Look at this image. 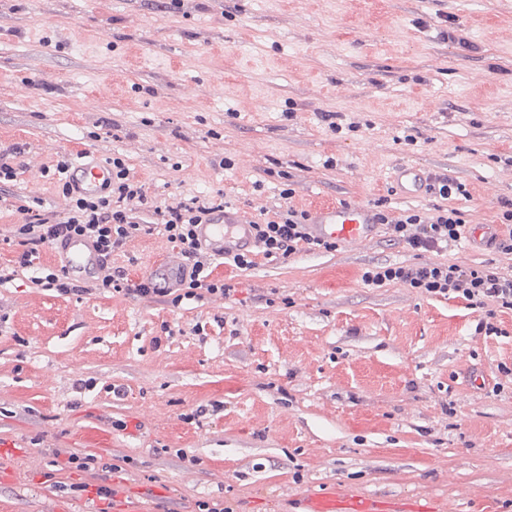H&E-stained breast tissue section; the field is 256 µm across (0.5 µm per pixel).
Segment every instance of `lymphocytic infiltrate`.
<instances>
[{
  "label": "lymphocytic infiltrate",
  "instance_id": "1",
  "mask_svg": "<svg viewBox=\"0 0 512 512\" xmlns=\"http://www.w3.org/2000/svg\"><path fill=\"white\" fill-rule=\"evenodd\" d=\"M108 163L112 167V180L98 194L86 195L76 191L70 183H63L62 193L67 201L63 215L24 209L22 222L16 227L24 250L14 266L0 265V284L11 281L17 268L34 267L42 249H57L64 240L83 237L92 243L101 260L99 273L93 281L77 284L65 268L43 267L38 268L35 284L63 295L116 293L139 298L163 297L174 305L200 291L224 297L231 295L233 286L214 277L215 259L196 235L198 225L210 223L215 213L225 208L224 203L206 197L194 196L152 207L167 239L179 246L187 259L176 287H167L149 277L132 281L113 272L112 253L141 232L142 226L135 217L143 206L149 205V197L122 158H109ZM375 218L391 240L420 253L443 250L459 242L465 227L461 212L450 205L435 207L430 213L406 211L396 216L379 210ZM310 219L308 211L287 202L280 204L274 216L254 221L255 251L228 257V264L245 270L253 266L254 254H262L272 261L285 260L301 246L318 251L335 250L336 242L311 235ZM362 280L373 288L399 281L421 293L453 294L474 306L492 300L512 309V276L505 277L488 268H465L448 262L412 266L389 264L366 270Z\"/></svg>",
  "mask_w": 512,
  "mask_h": 512
}]
</instances>
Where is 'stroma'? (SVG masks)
Returning a JSON list of instances; mask_svg holds the SVG:
<instances>
[{"instance_id":"obj_1","label":"stroma","mask_w":512,"mask_h":512,"mask_svg":"<svg viewBox=\"0 0 512 512\" xmlns=\"http://www.w3.org/2000/svg\"><path fill=\"white\" fill-rule=\"evenodd\" d=\"M358 113L357 131L324 116ZM0 263L19 206L63 215L58 160L118 154L155 202L223 195L258 218L281 193L398 214L404 164L447 175L466 223L512 200V0H0ZM335 166H327V158ZM231 167H224L223 159ZM160 230L112 254L138 280ZM432 261H512L460 240ZM378 232L251 269L229 298L62 296L0 284V512H295L335 486L436 512H512V309L367 268L420 262ZM92 455L95 470L68 464ZM107 485L113 495L99 499Z\"/></svg>"}]
</instances>
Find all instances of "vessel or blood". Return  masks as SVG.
<instances>
[{
	"label": "vessel or blood",
	"mask_w": 512,
	"mask_h": 512,
	"mask_svg": "<svg viewBox=\"0 0 512 512\" xmlns=\"http://www.w3.org/2000/svg\"><path fill=\"white\" fill-rule=\"evenodd\" d=\"M111 167L101 161L74 163L68 170L69 182L85 194L97 193L110 180ZM394 180L407 195H416L425 183L424 171L416 166L397 170ZM313 235L336 239L351 245L364 243L377 232L372 210L362 204H336L321 208L310 226ZM202 242L214 254L224 255L251 248L253 228L249 220L239 215L225 214L213 223L201 225ZM66 269L71 277L89 281L99 270V258L85 240L71 239L64 247ZM300 512H430L424 506H403L384 502L342 488L310 494L302 498Z\"/></svg>",
	"instance_id": "vessel-or-blood-1"
}]
</instances>
